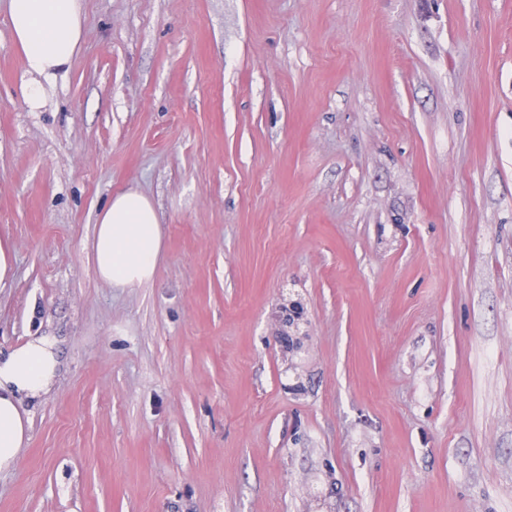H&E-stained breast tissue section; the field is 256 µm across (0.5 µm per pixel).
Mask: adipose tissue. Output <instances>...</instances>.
I'll list each match as a JSON object with an SVG mask.
<instances>
[{"label": "adipose tissue", "mask_w": 512, "mask_h": 512, "mask_svg": "<svg viewBox=\"0 0 512 512\" xmlns=\"http://www.w3.org/2000/svg\"><path fill=\"white\" fill-rule=\"evenodd\" d=\"M11 41L24 59V90L31 111L43 106L44 91L65 71L82 39L80 0H5ZM162 250V234L148 197L135 190L112 197L98 213L91 243L97 276L115 288L151 281ZM60 369L57 341L32 336L0 357V470L13 466L29 439L23 400L46 394Z\"/></svg>", "instance_id": "obj_1"}]
</instances>
